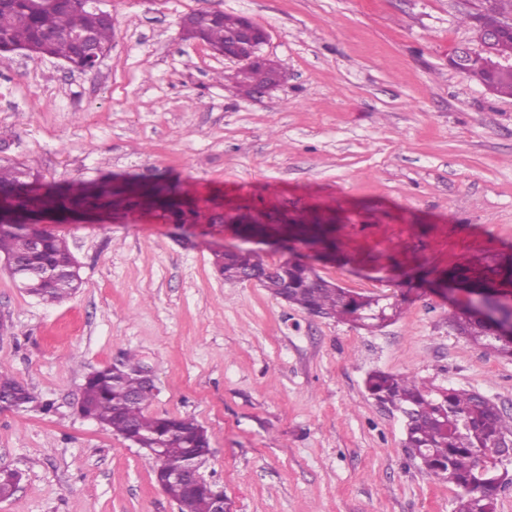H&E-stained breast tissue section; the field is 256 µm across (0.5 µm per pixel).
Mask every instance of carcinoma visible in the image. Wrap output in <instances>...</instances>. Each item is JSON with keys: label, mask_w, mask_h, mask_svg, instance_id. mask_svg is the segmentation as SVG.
<instances>
[{"label": "carcinoma", "mask_w": 512, "mask_h": 512, "mask_svg": "<svg viewBox=\"0 0 512 512\" xmlns=\"http://www.w3.org/2000/svg\"><path fill=\"white\" fill-rule=\"evenodd\" d=\"M507 14H512V0H491L480 19L484 26L492 27ZM199 24L210 44L222 46L235 38L242 18L224 11H204ZM90 27L95 29L100 46L112 48V16H102L82 6L80 0H55L49 11L39 9L32 0H0V55L24 49L31 55L49 54L79 67L82 62L68 33ZM269 79L266 68L251 66L242 71L239 84L248 95ZM22 182L31 187V194L15 199L18 208L24 210L64 213L77 208H103L131 213L144 205L145 198L153 196L160 202L159 216L166 221L198 224L206 219L204 210L178 181H157L135 192L124 190L112 178L95 183L92 192L86 193L77 181L49 187L26 169L0 164V192L10 194ZM281 221L285 222L283 230H292V238L314 255L338 249L331 228L321 217L304 218L290 226L286 225L288 217ZM32 239L39 240L34 250L30 247ZM1 255L34 272L30 295L47 304L67 299L79 287L80 275L69 271L74 255L67 241L46 231L35 219L27 224L0 226ZM213 266L226 282H241L244 274H250L271 295L312 316L378 327L400 310L396 302L385 303L380 296H363L325 280L311 262L301 259H290L271 274L258 252L233 247L214 254ZM449 323L469 341L512 358V340L494 335L497 321L475 318L456 309ZM366 389L377 403L404 415L408 456L417 460L429 477L452 482L463 490L456 512H495V491L477 493L472 484L481 466L495 469L502 463L491 448L512 440V416L504 415L497 404L475 391L427 385L406 375L375 371L368 375ZM155 395V385L143 377L139 361L131 353L121 364L89 374L80 413L127 439L136 436L147 445H161L163 472L184 469L189 464L190 450L198 459H206L211 446L204 427L192 417L149 413ZM0 402L25 410L37 398L22 389L13 374L0 369ZM165 493L178 503L180 512H212L211 495L204 486L192 492L168 486Z\"/></svg>", "instance_id": "obj_1"}]
</instances>
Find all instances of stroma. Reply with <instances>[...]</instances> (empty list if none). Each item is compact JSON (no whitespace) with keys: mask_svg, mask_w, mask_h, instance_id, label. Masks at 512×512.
I'll return each instance as SVG.
<instances>
[{"mask_svg":"<svg viewBox=\"0 0 512 512\" xmlns=\"http://www.w3.org/2000/svg\"><path fill=\"white\" fill-rule=\"evenodd\" d=\"M115 29L98 70L17 51L0 65V162L47 183L171 175L203 209L334 216L348 263L319 274L386 293L401 314L366 329L228 283L221 223L134 213L63 224L82 285L47 305L0 266V364L38 398L0 410V466L22 474L0 512H179L143 450L84 418L87 375L138 354L153 414L190 416L201 469L231 512H454L461 488L403 448L400 418L365 387L380 369L464 388L512 416V359L448 325L453 299L390 260L493 276L512 259V97L451 69L478 50L467 0H103ZM247 14L288 74L241 95L236 66L185 40L198 10Z\"/></svg>","mask_w":512,"mask_h":512,"instance_id":"35a3bbf8","label":"stroma"}]
</instances>
